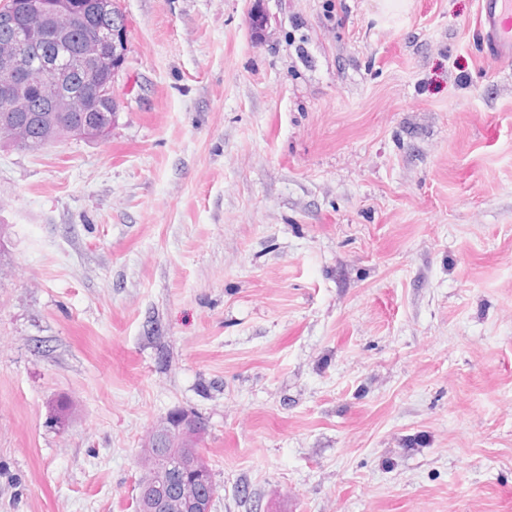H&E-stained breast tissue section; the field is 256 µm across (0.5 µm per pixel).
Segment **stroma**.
<instances>
[{
  "mask_svg": "<svg viewBox=\"0 0 512 512\" xmlns=\"http://www.w3.org/2000/svg\"><path fill=\"white\" fill-rule=\"evenodd\" d=\"M399 3L120 0L107 136L0 147V512L175 409L211 512H512V64Z\"/></svg>",
  "mask_w": 512,
  "mask_h": 512,
  "instance_id": "1",
  "label": "stroma"
}]
</instances>
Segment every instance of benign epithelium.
<instances>
[{"mask_svg":"<svg viewBox=\"0 0 512 512\" xmlns=\"http://www.w3.org/2000/svg\"><path fill=\"white\" fill-rule=\"evenodd\" d=\"M76 18L70 0H18L0 11V132L5 140L20 146L30 145L26 127L18 113L28 106V82L31 69L39 66L46 74L39 85L40 95L57 112H80V123L67 127L73 137L100 139L112 127V80L124 61L127 31L120 28L101 30L83 49L68 52L67 37ZM105 71L108 79L88 90L76 91L63 83L58 69L64 63ZM198 425L197 418L184 412L179 426L166 423L153 436V456L162 469L160 482L145 492L149 512H165L166 496L172 484L181 485L189 512H208L207 498L214 496L215 484L210 470L203 466L194 448L168 447L171 435L185 434Z\"/></svg>","mask_w":512,"mask_h":512,"instance_id":"7a95c632","label":"benign epithelium"}]
</instances>
